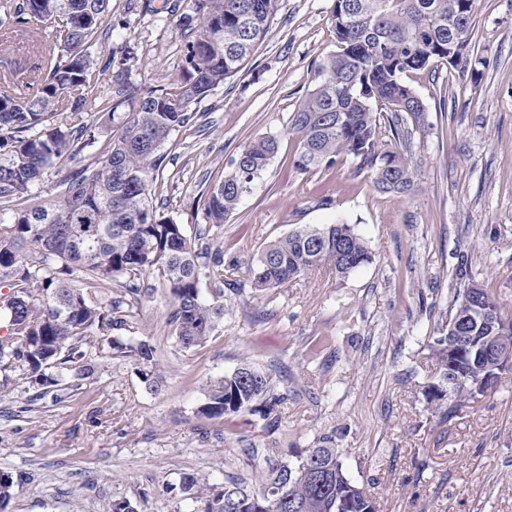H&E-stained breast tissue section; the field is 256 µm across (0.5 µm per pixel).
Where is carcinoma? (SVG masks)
I'll return each instance as SVG.
<instances>
[{"instance_id":"carcinoma-1","label":"carcinoma","mask_w":512,"mask_h":512,"mask_svg":"<svg viewBox=\"0 0 512 512\" xmlns=\"http://www.w3.org/2000/svg\"><path fill=\"white\" fill-rule=\"evenodd\" d=\"M474 0H335L332 23L337 51L318 65L315 86L294 112L293 167L307 173L339 157L374 170L378 191L407 195L414 185L404 151L382 140L375 105H394L388 119L400 139L397 113L420 124L426 112L403 76L445 61L465 73L471 62ZM279 0H193L183 16L184 64L177 82L144 89L129 79V47L121 49L112 93L102 96L103 76L89 52L94 34L112 18V0H0V41L50 25L53 40L42 49L37 90L24 97L0 95V284L10 312V331L0 337V392L21 385L43 392L72 391L92 377L96 357L133 356L152 391L163 383L155 348L132 336H113L129 326L146 290L139 281L161 274L172 300L170 321L184 349L203 345L224 321L226 309L201 298V283L224 296V270L247 268L251 287L271 291L327 263L339 277L374 260L366 240L350 224L300 225L267 243L258 254L224 260V221L267 170L278 150L270 134L245 145L224 177L209 188L205 223L187 238L181 225L157 213L151 185L160 176L172 135L198 119L192 111L215 86L235 76L267 32ZM82 94L75 112L101 109L121 127L104 157L62 181L63 194L48 206L7 213L6 204L35 195L45 174L64 155L97 143L92 122L55 123L61 96ZM117 283L101 305L87 289ZM436 376L426 402L448 399L451 419L491 383L496 354L512 352V316L485 288L454 289L444 318L428 336ZM280 397L273 377L249 364L216 379L198 413L207 418L257 415L266 436L264 452L278 448ZM297 463L281 462L255 479L228 475L218 492L206 479L186 474L179 487L193 512H378L376 498L349 478L336 437L321 434L313 445L292 450ZM12 472L0 468V512L15 494Z\"/></svg>"}]
</instances>
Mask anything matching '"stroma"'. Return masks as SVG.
Listing matches in <instances>:
<instances>
[{
  "label": "stroma",
  "mask_w": 512,
  "mask_h": 512,
  "mask_svg": "<svg viewBox=\"0 0 512 512\" xmlns=\"http://www.w3.org/2000/svg\"><path fill=\"white\" fill-rule=\"evenodd\" d=\"M191 0H112V27L90 47L99 62L127 45L132 82L177 81ZM334 0H280L269 30L241 72L197 104L202 120L173 134L166 166L152 186L157 210L194 236L200 197L241 148L269 133L279 149L224 224V253L258 252L303 224H350L368 242L371 264L347 277L321 265L279 288L254 291L246 269L225 272L230 313L200 347L185 350L169 320L162 279L138 310L136 338L149 340L164 375L150 392L130 357L103 356L79 395L21 389L0 393V467L20 476L7 512H192L177 485L183 475L223 486L228 473L258 475L267 462L259 417L207 420L197 411L210 381L242 362L272 374L282 401L281 461L335 433L348 474L376 497L380 512H512V371L453 419L447 403L430 412L423 396L434 360L427 337L464 279L487 288L512 313V0H475L471 54L478 78L448 65L409 73L425 105L423 125L405 119L411 194L379 192L370 169L352 159L302 173L292 166L288 131L336 49ZM40 26L0 47V94L31 93L42 47ZM61 123L99 125L94 148L59 159L41 185L95 165L117 134L99 113L59 108ZM330 337L316 362L304 351ZM33 410H26V403ZM254 455H245L248 447Z\"/></svg>",
  "instance_id": "obj_1"
}]
</instances>
